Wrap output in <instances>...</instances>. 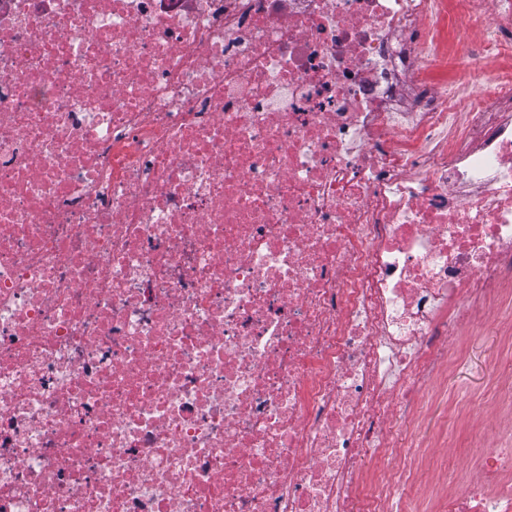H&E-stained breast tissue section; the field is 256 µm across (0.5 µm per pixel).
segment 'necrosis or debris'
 Instances as JSON below:
<instances>
[{
  "instance_id": "obj_1",
  "label": "necrosis or debris",
  "mask_w": 512,
  "mask_h": 512,
  "mask_svg": "<svg viewBox=\"0 0 512 512\" xmlns=\"http://www.w3.org/2000/svg\"><path fill=\"white\" fill-rule=\"evenodd\" d=\"M492 328L512 0H0V512H512ZM458 350L463 354L464 361L448 371V412L445 419L443 405L423 399V407L416 414L429 432L430 436L447 429L448 445L431 448V453L438 456L446 454L448 463L455 464L459 472L464 471L467 453L472 444L475 432H485L486 442L491 443L493 415L486 407L471 408L467 415L457 410V395L469 394L481 399L490 395L488 383V362L500 350L499 338L494 334L471 337L467 342L460 340ZM446 420V422H445Z\"/></svg>"
}]
</instances>
